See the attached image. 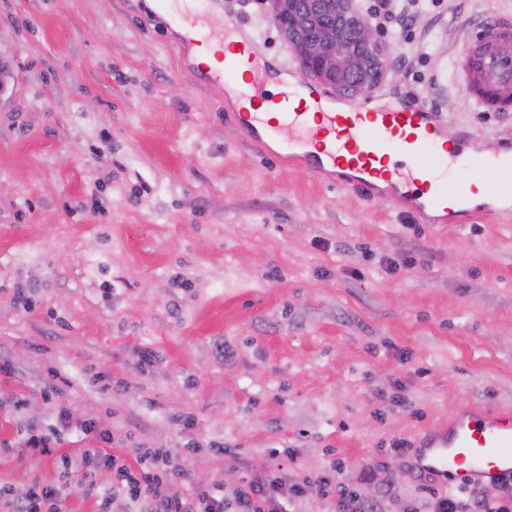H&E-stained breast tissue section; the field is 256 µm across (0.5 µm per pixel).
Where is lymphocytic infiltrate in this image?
Returning <instances> with one entry per match:
<instances>
[{
    "label": "lymphocytic infiltrate",
    "mask_w": 512,
    "mask_h": 512,
    "mask_svg": "<svg viewBox=\"0 0 512 512\" xmlns=\"http://www.w3.org/2000/svg\"><path fill=\"white\" fill-rule=\"evenodd\" d=\"M100 439V448L84 450L79 458L60 456L64 472L69 475L75 469L89 467L109 470L112 490L105 494L104 503L120 498L135 512H284L283 491L291 490L299 498L308 488L307 482L289 481L282 465L275 462L267 472L227 494L206 485L187 489L171 455L137 447L133 450L135 462L130 465L107 451L110 434H101ZM69 489L66 483L33 486L21 494L0 488V501L6 502V512H58ZM499 490L495 498L476 497L465 503L436 492L432 495V512H512V484L500 485Z\"/></svg>",
    "instance_id": "obj_1"
}]
</instances>
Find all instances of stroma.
Masks as SVG:
<instances>
[{
  "label": "stroma",
  "instance_id": "obj_1",
  "mask_svg": "<svg viewBox=\"0 0 512 512\" xmlns=\"http://www.w3.org/2000/svg\"><path fill=\"white\" fill-rule=\"evenodd\" d=\"M222 4L297 77L263 0ZM155 10L0 0V486L56 484L58 455L96 447L59 430L64 408L110 432L114 454L168 451L194 485L232 490L278 451L311 480L288 512H330L315 482L328 470L383 512H428L425 480L390 444L462 407L512 409V208L426 224L281 167L234 126L223 89L196 82ZM413 12L379 29L389 72L355 106L406 95L449 136L512 148V114L480 111L459 70L512 0ZM30 427L57 431L56 454L18 447ZM80 479L61 512H99L111 474Z\"/></svg>",
  "mask_w": 512,
  "mask_h": 512
}]
</instances>
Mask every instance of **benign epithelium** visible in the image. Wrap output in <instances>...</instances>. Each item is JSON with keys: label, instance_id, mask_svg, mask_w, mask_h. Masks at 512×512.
I'll return each instance as SVG.
<instances>
[{"label": "benign epithelium", "instance_id": "7a95c632", "mask_svg": "<svg viewBox=\"0 0 512 512\" xmlns=\"http://www.w3.org/2000/svg\"><path fill=\"white\" fill-rule=\"evenodd\" d=\"M305 83L357 97L386 75L385 51L359 0H264Z\"/></svg>", "mask_w": 512, "mask_h": 512}]
</instances>
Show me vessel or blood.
Returning <instances> with one entry per match:
<instances>
[{
    "mask_svg": "<svg viewBox=\"0 0 512 512\" xmlns=\"http://www.w3.org/2000/svg\"><path fill=\"white\" fill-rule=\"evenodd\" d=\"M161 13L168 26L177 30L187 52L216 39L226 40L223 65L214 69L195 65V77L220 87L234 80L241 68H248L233 120L252 140L266 144L286 137L294 141V148L278 151L279 163L306 165L318 176L341 179L370 198L380 183L398 180L408 190L396 196V203L436 224L447 223L477 188L497 196L503 184L512 183V155L489 159L479 152L472 156V180L444 182L448 157L433 148V134L440 123L415 99L364 111L340 109L330 94L302 85L281 92L274 102V115L253 111L270 72L249 33L223 22L205 32L191 31L185 27L186 16L166 5ZM511 41L512 20H500L482 29L463 60V71L471 77L469 92L483 111L512 112V55L500 50ZM409 464L417 476L451 487L499 485L512 478V411H457L447 425L414 443Z\"/></svg>",
    "mask_w": 512,
    "mask_h": 512,
    "instance_id": "obj_1",
    "label": "vessel or blood"
}]
</instances>
